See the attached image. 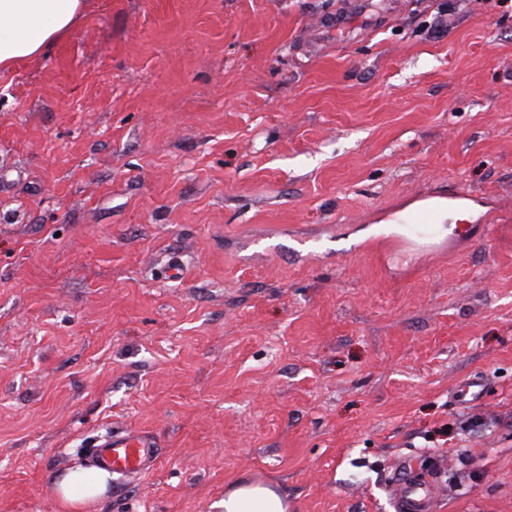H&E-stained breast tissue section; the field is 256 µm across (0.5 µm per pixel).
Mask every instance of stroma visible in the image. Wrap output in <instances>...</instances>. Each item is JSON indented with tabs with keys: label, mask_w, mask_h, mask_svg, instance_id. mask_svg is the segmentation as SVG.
Listing matches in <instances>:
<instances>
[{
	"label": "stroma",
	"mask_w": 512,
	"mask_h": 512,
	"mask_svg": "<svg viewBox=\"0 0 512 512\" xmlns=\"http://www.w3.org/2000/svg\"><path fill=\"white\" fill-rule=\"evenodd\" d=\"M339 6L91 0L0 73V512L110 428L161 461L86 512H396L408 463L512 512V7ZM434 212V222L431 224H411V221L426 211ZM448 220V198H432L420 203H414L395 212L389 219L375 224L369 230L370 235H389L397 233L406 236L419 244L434 242L448 235L444 222ZM419 234L423 236L420 237ZM281 496L269 487L243 484L224 497V512H286Z\"/></svg>",
	"instance_id": "stroma-1"
}]
</instances>
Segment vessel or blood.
I'll list each match as a JSON object with an SVG mask.
<instances>
[{
  "instance_id": "obj_1",
  "label": "vessel or blood",
  "mask_w": 512,
  "mask_h": 512,
  "mask_svg": "<svg viewBox=\"0 0 512 512\" xmlns=\"http://www.w3.org/2000/svg\"><path fill=\"white\" fill-rule=\"evenodd\" d=\"M88 467L103 469L123 478H135L151 472L157 463L155 441L144 432L120 430L94 439L83 452ZM397 512H432L434 489L417 470L402 471L397 479Z\"/></svg>"
}]
</instances>
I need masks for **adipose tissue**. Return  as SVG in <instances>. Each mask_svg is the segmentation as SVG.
I'll list each match as a JSON object with an SVG mask.
<instances>
[{
  "label": "adipose tissue",
  "instance_id": "obj_1",
  "mask_svg": "<svg viewBox=\"0 0 512 512\" xmlns=\"http://www.w3.org/2000/svg\"><path fill=\"white\" fill-rule=\"evenodd\" d=\"M87 9V0H0V71L42 55L84 20ZM429 210L434 213L433 223H417V216ZM447 218V199L436 197L395 212L370 232L397 233L429 243L447 235ZM107 477L102 470L79 469L58 482L54 492L63 504L80 507L105 492ZM224 512H286V506L271 488L244 484L225 496Z\"/></svg>",
  "mask_w": 512,
  "mask_h": 512
}]
</instances>
